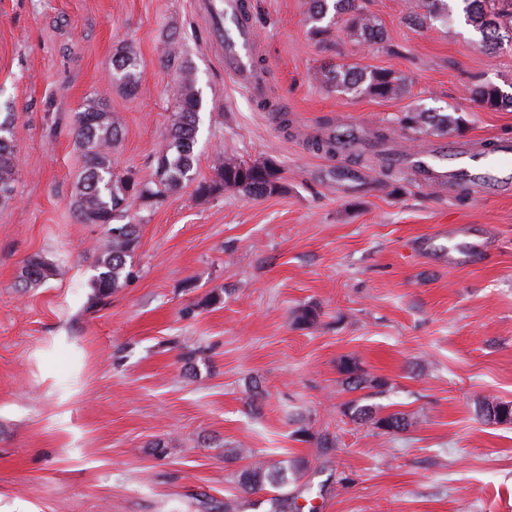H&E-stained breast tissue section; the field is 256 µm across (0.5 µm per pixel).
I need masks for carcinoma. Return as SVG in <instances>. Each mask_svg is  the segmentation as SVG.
Masks as SVG:
<instances>
[{
  "label": "carcinoma",
  "mask_w": 512,
  "mask_h": 512,
  "mask_svg": "<svg viewBox=\"0 0 512 512\" xmlns=\"http://www.w3.org/2000/svg\"><path fill=\"white\" fill-rule=\"evenodd\" d=\"M466 22L480 34L478 46L487 53H494L504 38L512 39V0H500L507 7H493L495 0H462ZM451 12L448 0H417L410 4L409 23L422 26L429 21L446 22ZM308 22L315 34H322L335 25L367 45L384 42V32L379 19L363 10L359 0H310ZM168 62L177 64L179 84L177 109L170 117L166 134L155 155V170L148 180L132 175L120 176L112 169L111 149L118 140L119 130L110 113L91 104L75 113L72 119L75 142L82 157L83 167L77 191L72 202L74 215L82 224H102L106 228L102 242L97 247L94 260L95 274L91 288L97 302L112 296L129 276L127 264L134 257L138 245V225L116 224L115 218L139 200H160L178 192L188 183H196L195 191L208 197L227 190L247 198L278 195L286 190L282 171L272 161L265 159L246 163L218 155L212 164L213 177L197 179V133L202 109V97L197 88L193 67L178 61L171 52ZM314 79L323 85H332L353 96L370 95L379 99H392L407 91L406 80L393 72L357 66L330 65L315 72ZM112 81L128 92H134L139 81V61L130 51L121 48L114 54ZM477 104L490 110L512 108V93L503 92L494 84L483 83L472 89ZM393 123L406 136L420 140L425 135L461 133L467 121L462 114L440 112L434 109L413 108L393 119ZM311 146L332 158L348 159L356 152V139L335 131L314 135L308 139ZM377 160L385 176L396 174L397 154L387 150L377 153ZM16 156L12 144L10 122H0V200H9L14 194ZM58 275V269L41 258L26 260L19 275L21 288H35ZM321 312L315 305L300 308L295 315L296 324L308 328L320 322ZM342 383L351 391L370 384L381 388L385 382L371 378L354 357H344L338 363ZM352 420L369 423L385 433L403 432L412 422L403 413L378 416L360 401L349 402L344 409ZM226 460H245L242 468L234 472L235 482L242 496L226 498L214 506L205 504L212 512H244L248 508L263 512H301L297 500L310 491L304 478L310 470L305 457L270 460L249 448L235 446L224 450Z\"/></svg>",
  "instance_id": "1"
}]
</instances>
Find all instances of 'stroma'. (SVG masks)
I'll list each match as a JSON object with an SVG mask.
<instances>
[{
    "instance_id": "stroma-1",
    "label": "stroma",
    "mask_w": 512,
    "mask_h": 512,
    "mask_svg": "<svg viewBox=\"0 0 512 512\" xmlns=\"http://www.w3.org/2000/svg\"><path fill=\"white\" fill-rule=\"evenodd\" d=\"M200 2L0 0V113L17 155L15 194L0 202V512H203L237 494L224 451L239 444L308 457L315 512H512V424L480 413L485 400L512 402V190L451 194L406 167L395 182L369 149L354 182L308 143L333 122L366 139L389 130L404 153L512 144V110L468 93L512 86V46L480 50L462 0L450 25L420 29L408 0H363L381 47L337 27L313 36L309 0H250L277 114L225 72ZM174 43L203 97L198 178L218 152L269 158L287 189L202 198L190 184L136 203L132 273L96 303L90 248L104 229L72 212L82 156L71 118L103 104L121 134L115 173L150 178L177 106ZM120 47L140 61L131 94L111 79ZM331 63L402 74L408 91L337 93L314 79ZM417 107L468 124L418 147L390 129ZM32 256L60 273L23 291ZM306 305L321 311L308 329L294 322ZM345 356L383 387L348 390ZM355 399L415 424L379 433L344 415ZM320 435L336 451L319 455Z\"/></svg>"
}]
</instances>
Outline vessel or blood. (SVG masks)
Returning a JSON list of instances; mask_svg holds the SVG:
<instances>
[{
	"label": "vessel or blood",
	"mask_w": 512,
	"mask_h": 512,
	"mask_svg": "<svg viewBox=\"0 0 512 512\" xmlns=\"http://www.w3.org/2000/svg\"><path fill=\"white\" fill-rule=\"evenodd\" d=\"M214 39L224 50V69L243 85H250L251 57L255 49L252 32L239 30L235 39L224 37L223 24L214 27ZM416 171L421 180L439 182L449 189L473 187L477 179L495 175L497 171L512 165V147L503 146L497 156L472 157L457 151L439 150L416 156Z\"/></svg>",
	"instance_id": "obj_1"
}]
</instances>
